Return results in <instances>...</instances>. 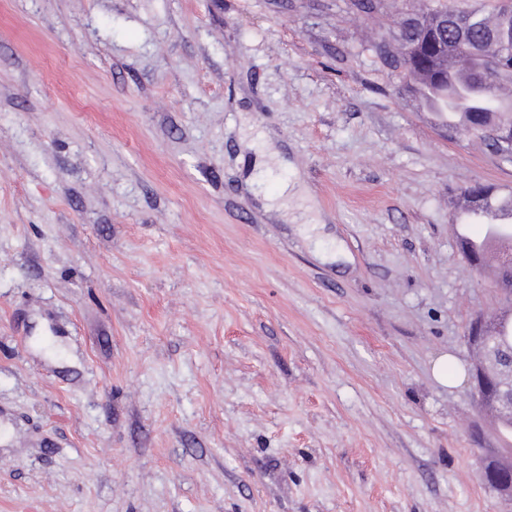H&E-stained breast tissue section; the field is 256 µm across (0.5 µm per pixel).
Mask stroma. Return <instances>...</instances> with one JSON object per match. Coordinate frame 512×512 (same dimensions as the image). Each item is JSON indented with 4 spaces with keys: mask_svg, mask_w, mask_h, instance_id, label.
Instances as JSON below:
<instances>
[{
    "mask_svg": "<svg viewBox=\"0 0 512 512\" xmlns=\"http://www.w3.org/2000/svg\"><path fill=\"white\" fill-rule=\"evenodd\" d=\"M418 2L0 0V512H512ZM432 374L436 381L444 385L462 378V371L458 366L457 360L448 354L440 356L433 363ZM507 471L492 468L489 471L483 470L481 479L484 483H491L498 495L505 501H512V463L511 465H502Z\"/></svg>",
    "mask_w": 512,
    "mask_h": 512,
    "instance_id": "1",
    "label": "stroma"
}]
</instances>
